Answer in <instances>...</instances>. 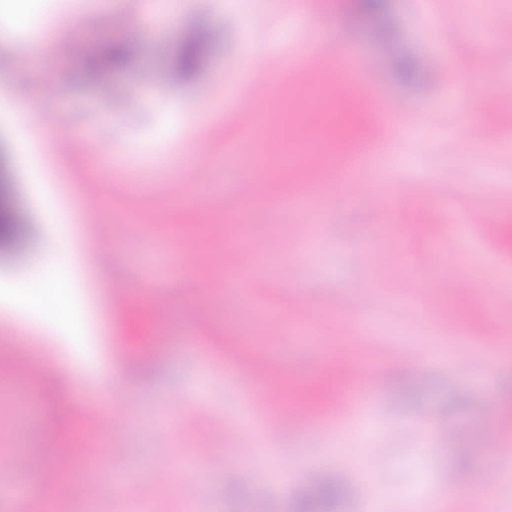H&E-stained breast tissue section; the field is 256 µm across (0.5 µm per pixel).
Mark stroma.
I'll list each match as a JSON object with an SVG mask.
<instances>
[{"label":"stroma","instance_id":"obj_1","mask_svg":"<svg viewBox=\"0 0 512 512\" xmlns=\"http://www.w3.org/2000/svg\"><path fill=\"white\" fill-rule=\"evenodd\" d=\"M149 0H33L29 20L63 33L47 65L16 67L23 33L0 46V102L13 112L0 128V153L15 133L88 137L60 163L58 181L10 164L13 207L28 237L22 251H0V299L47 275L57 226L42 208L58 186L84 198L111 183L93 221L79 224L84 248L66 258L72 307L85 334L39 318L28 334L0 321V512H124L111 484L85 500L62 467L50 437L95 439L94 406L112 400L126 419L104 446L110 470L132 478L150 512H295L318 477L336 481L338 512H406L408 493H448L444 512L483 506L512 512V475L490 474V450L512 447V117L497 109L512 91V58L486 61L448 22L472 0H389L381 17L359 15L352 0H183L165 27H143ZM126 16L123 26L113 24ZM219 36H212L214 26ZM207 33L197 71L174 75L172 58L186 33ZM131 43L128 64L104 62L106 45ZM414 63L402 76L399 63ZM365 65L367 95L393 112L394 155L363 171L359 201L347 202L336 177L272 158L254 168L251 148L228 153L242 118L238 101H293L295 114L270 113L266 132L316 124L310 97L290 81V66L310 71L311 88L336 92V77ZM266 70L259 91L247 67ZM37 103L39 113L28 110ZM185 151L195 162L172 171L162 156ZM259 176L250 206L240 184ZM318 191L297 221L276 202L285 185ZM208 196L199 220L178 188ZM121 224L112 262L96 260L99 228ZM212 251L196 254L194 238ZM185 251L174 265L175 248ZM243 262L238 279L251 300L236 302L219 283L225 264ZM205 272L210 287L194 284ZM428 288L430 309L416 289ZM207 322L194 319L199 305ZM311 326L296 335L298 324ZM423 368L413 360L422 348ZM495 360L483 370L486 357ZM65 365L107 359L111 380L85 386L81 374L35 377L30 401L10 384L17 363ZM386 382L371 390L372 371ZM345 392L370 390L357 408L331 395L304 426L267 420L329 372ZM183 405L168 411L170 393ZM454 426L468 436L451 434ZM247 435L249 447L239 445ZM207 439L212 449L195 480L175 475L176 449ZM40 457L27 472L23 461ZM470 492H457L460 479Z\"/></svg>","mask_w":512,"mask_h":512}]
</instances>
